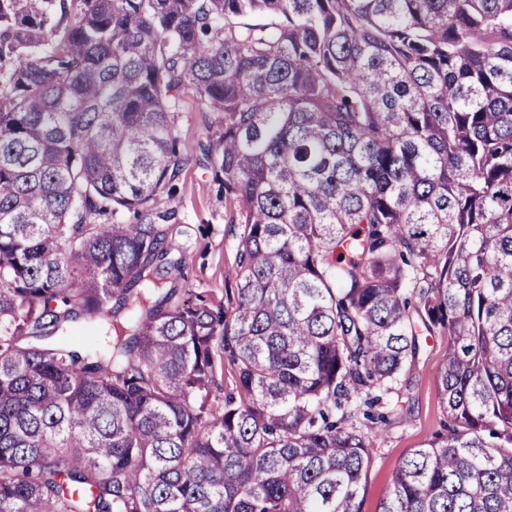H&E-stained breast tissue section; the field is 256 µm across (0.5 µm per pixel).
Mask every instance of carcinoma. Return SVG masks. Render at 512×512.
Masks as SVG:
<instances>
[{"instance_id":"obj_1","label":"carcinoma","mask_w":512,"mask_h":512,"mask_svg":"<svg viewBox=\"0 0 512 512\" xmlns=\"http://www.w3.org/2000/svg\"><path fill=\"white\" fill-rule=\"evenodd\" d=\"M67 6L0 0V512H363L420 329L454 425L378 512H512V0ZM181 91L229 307L161 283Z\"/></svg>"}]
</instances>
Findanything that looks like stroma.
<instances>
[{
    "instance_id": "35a3bbf8",
    "label": "stroma",
    "mask_w": 512,
    "mask_h": 512,
    "mask_svg": "<svg viewBox=\"0 0 512 512\" xmlns=\"http://www.w3.org/2000/svg\"><path fill=\"white\" fill-rule=\"evenodd\" d=\"M180 153L189 160L169 201L175 221L193 227L184 243L183 273L188 285L212 300L233 296L229 273L235 266L236 247L228 234V210L211 172L197 160L198 144L216 116L201 111L192 96L181 99ZM423 346L401 377V388L390 396V422L383 426L364 491L363 512H377L391 476L402 458L414 448L444 434L448 420L437 394L439 365L448 348L443 336H426Z\"/></svg>"
}]
</instances>
